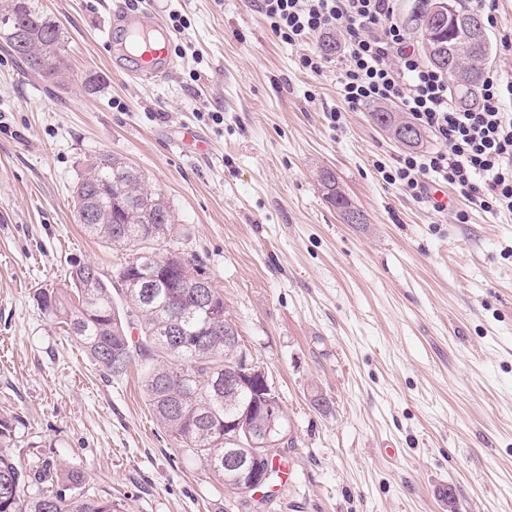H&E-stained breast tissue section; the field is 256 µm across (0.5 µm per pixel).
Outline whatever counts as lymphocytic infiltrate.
Returning a JSON list of instances; mask_svg holds the SVG:
<instances>
[{"instance_id": "f902f5d3", "label": "lymphocytic infiltrate", "mask_w": 512, "mask_h": 512, "mask_svg": "<svg viewBox=\"0 0 512 512\" xmlns=\"http://www.w3.org/2000/svg\"><path fill=\"white\" fill-rule=\"evenodd\" d=\"M397 0H259L272 35L307 46L300 66L321 75L327 60L311 44L336 31L345 35L341 96L349 108L393 103L417 125L433 132L436 150L410 152L379 164L383 180L413 198L427 194L430 179L454 187L465 201L512 213V80L488 72L476 109L458 108L448 79L425 64L404 27L394 23Z\"/></svg>"}]
</instances>
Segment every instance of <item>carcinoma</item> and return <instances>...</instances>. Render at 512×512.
<instances>
[{
  "mask_svg": "<svg viewBox=\"0 0 512 512\" xmlns=\"http://www.w3.org/2000/svg\"><path fill=\"white\" fill-rule=\"evenodd\" d=\"M449 19L430 29L426 19L435 0H410L404 25L418 36L425 60L448 77L454 103L472 109L478 102L489 41L474 43L454 19L478 11L447 0ZM0 40L12 55L40 77L44 62L53 63L49 81L67 71L64 36L52 17L40 11L36 0H8L0 6ZM376 124H391L397 134L408 129L414 146L422 139L410 121H398L392 111L371 112ZM322 186L327 202L340 213L352 211L358 223L366 218L345 195L336 174L326 171ZM78 223L103 243L131 251V258L110 277L91 279L87 265L69 273V292L43 290L37 304L44 314L67 326L82 348L111 375L127 372L132 361L144 362L143 384L149 407L157 421L195 455L210 473L234 494L246 493L236 474L224 467V422L244 417L249 432L261 433L268 415L260 405L266 388L252 377L238 388L224 389V377L243 369V347L226 340L238 335L224 310V297L211 288L214 307L198 302L199 270L190 272L185 260L162 255L156 243L171 234L172 214L164 196L151 188L140 170L126 161L103 155L79 178L74 191ZM118 292L124 303L113 297ZM139 330L130 340L129 318ZM77 487L78 473L60 465H45L31 472L0 451V512H115L112 499L78 493L63 498L49 489L56 481ZM41 485L34 494L31 483Z\"/></svg>",
  "mask_w": 512,
  "mask_h": 512,
  "instance_id": "obj_1",
  "label": "carcinoma"
}]
</instances>
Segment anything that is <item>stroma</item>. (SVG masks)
Here are the masks:
<instances>
[{
    "label": "stroma",
    "mask_w": 512,
    "mask_h": 512,
    "mask_svg": "<svg viewBox=\"0 0 512 512\" xmlns=\"http://www.w3.org/2000/svg\"><path fill=\"white\" fill-rule=\"evenodd\" d=\"M110 2L38 0L64 33L60 84L0 47V416L19 419L0 444L29 468H73L80 487L58 494L118 512H512V213L461 222L455 189L438 213L386 183L378 163L406 146L369 107L345 110L340 56L306 72L257 0H153L189 26L175 72L152 83L107 63ZM494 8L489 67L510 78L512 0ZM187 129L204 150L174 147ZM106 154L165 196L162 252L220 290L288 417V479L263 505L160 425L140 365L112 377L34 299L65 290L72 265L109 276L129 258L73 209ZM326 169L366 223L326 202Z\"/></svg>",
    "instance_id": "stroma-1"
}]
</instances>
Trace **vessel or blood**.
Masks as SVG:
<instances>
[{
	"mask_svg": "<svg viewBox=\"0 0 512 512\" xmlns=\"http://www.w3.org/2000/svg\"><path fill=\"white\" fill-rule=\"evenodd\" d=\"M107 30L121 29L129 49L114 59V65L135 81L156 82L177 66L174 34L159 14L148 8L121 7L106 20Z\"/></svg>",
	"mask_w": 512,
	"mask_h": 512,
	"instance_id": "obj_1",
	"label": "vessel or blood"
}]
</instances>
